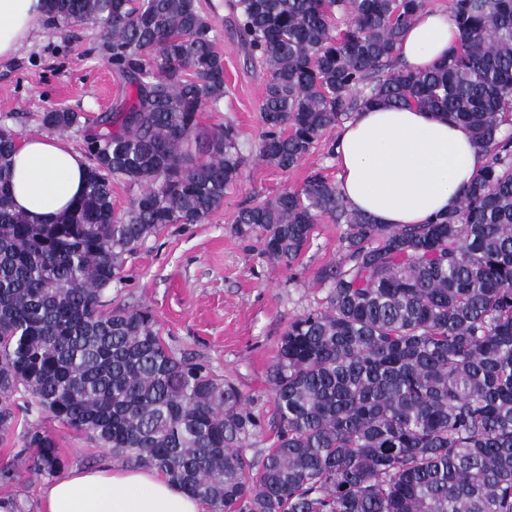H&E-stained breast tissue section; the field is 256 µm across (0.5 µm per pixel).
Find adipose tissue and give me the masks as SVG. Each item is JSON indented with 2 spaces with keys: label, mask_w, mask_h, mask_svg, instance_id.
Returning a JSON list of instances; mask_svg holds the SVG:
<instances>
[{
  "label": "adipose tissue",
  "mask_w": 512,
  "mask_h": 512,
  "mask_svg": "<svg viewBox=\"0 0 512 512\" xmlns=\"http://www.w3.org/2000/svg\"><path fill=\"white\" fill-rule=\"evenodd\" d=\"M40 0H0V58H10L39 30ZM459 36L444 10L418 12L399 46L410 70L431 69ZM337 185L348 206L374 223L428 224L456 209L485 154L470 129L413 107L364 108L336 138ZM84 156L56 137H24L13 157L16 210L35 224L68 213L85 186ZM41 512H207L203 502L157 470L103 462L54 480Z\"/></svg>",
  "instance_id": "1"
}]
</instances>
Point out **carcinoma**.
I'll return each mask as SVG.
<instances>
[{"label": "carcinoma", "instance_id": "1", "mask_svg": "<svg viewBox=\"0 0 512 512\" xmlns=\"http://www.w3.org/2000/svg\"><path fill=\"white\" fill-rule=\"evenodd\" d=\"M248 59L269 73L258 155L297 166L361 108L414 105L466 124L487 156L458 210L430 224H376L312 172L299 191L240 209L271 260L293 263L329 217L340 259L326 305L286 328L273 365L279 428L259 465L260 427L238 388L176 357L146 307L105 309L126 256L170 224H202L240 178L239 134L199 133L229 93L197 0H44L62 30L102 28L133 88L86 135V187L57 224L12 203L18 133L0 129V440L26 410L86 432L164 473L209 512H512V0H452L459 40L426 72L398 66L426 0H229ZM76 112L43 113L66 131ZM140 188L121 215L112 180ZM29 472L65 467L54 438L22 435Z\"/></svg>", "mask_w": 512, "mask_h": 512}]
</instances>
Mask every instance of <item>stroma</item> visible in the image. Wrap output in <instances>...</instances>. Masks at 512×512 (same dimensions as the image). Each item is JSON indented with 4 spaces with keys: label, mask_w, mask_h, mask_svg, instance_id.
Returning a JSON list of instances; mask_svg holds the SVG:
<instances>
[{
    "label": "stroma",
    "mask_w": 512,
    "mask_h": 512,
    "mask_svg": "<svg viewBox=\"0 0 512 512\" xmlns=\"http://www.w3.org/2000/svg\"><path fill=\"white\" fill-rule=\"evenodd\" d=\"M216 33L230 93L215 108L201 112L200 129L209 132L234 122L245 157L241 178L208 221L169 225L129 256L110 297L116 306L151 309L176 356L205 365L239 389L261 421L243 450L257 463L277 431L271 370L280 338L293 319L325 305L327 289L319 276L340 258L343 227L321 218L300 258L287 265L268 260L256 237L238 234L234 219L242 207L301 189L314 170L336 178L329 150L338 131L327 130L294 169L284 171L260 160L258 105L266 71L245 56L231 15H224ZM103 44L101 28L91 23L64 31L42 24L29 45L0 60V127L40 135L41 116L50 109L64 107L89 119L108 111L129 88L113 71ZM28 422L56 437L67 469L113 457L86 433L47 415H31ZM29 454L20 437L0 441V468L17 472L13 482L0 483V497L12 500L17 512H40L46 485L26 472Z\"/></svg>",
    "instance_id": "stroma-1"
}]
</instances>
